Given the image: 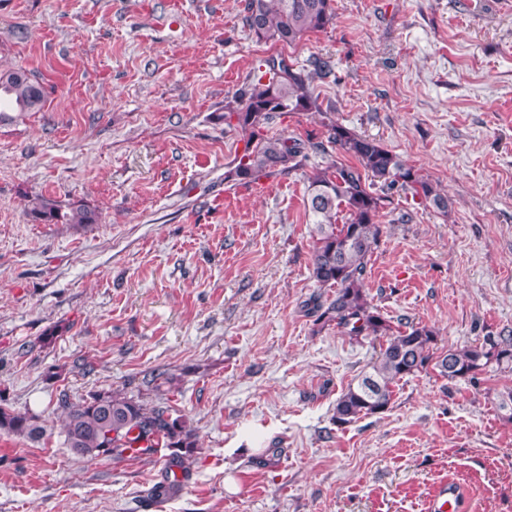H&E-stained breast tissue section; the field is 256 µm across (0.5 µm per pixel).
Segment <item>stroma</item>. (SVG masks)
<instances>
[{"label": "stroma", "mask_w": 512, "mask_h": 512, "mask_svg": "<svg viewBox=\"0 0 512 512\" xmlns=\"http://www.w3.org/2000/svg\"><path fill=\"white\" fill-rule=\"evenodd\" d=\"M245 0H0V65L47 89L0 121V512H512V422L477 381L404 378L385 412L337 426L369 341L320 327L306 173L225 179L244 148L224 103L259 59L315 58L317 112L269 134L373 139L428 178L447 214L401 191L365 288L385 317L433 327L438 350L512 336V0H336L324 31L256 41ZM42 195L95 224H43ZM163 371L168 381H150ZM122 391L195 429L190 475L159 502L160 456L88 460L64 444L62 396ZM2 431L37 440L44 435L45 428L38 416L15 413L0 407V432ZM459 501V490L452 482L439 487L434 494L429 510L430 512H455Z\"/></svg>", "instance_id": "stroma-1"}]
</instances>
